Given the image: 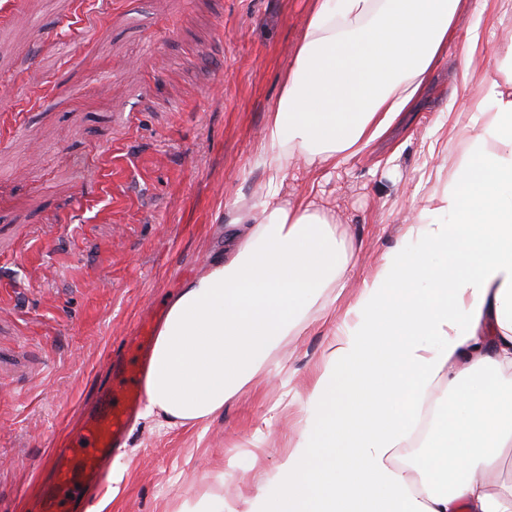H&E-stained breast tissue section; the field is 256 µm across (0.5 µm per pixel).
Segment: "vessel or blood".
Instances as JSON below:
<instances>
[{
  "label": "vessel or blood",
  "instance_id": "vessel-or-blood-1",
  "mask_svg": "<svg viewBox=\"0 0 512 512\" xmlns=\"http://www.w3.org/2000/svg\"><path fill=\"white\" fill-rule=\"evenodd\" d=\"M150 344L151 331L143 329L126 345L132 358L110 363V378L96 411L68 442L52 449L49 485L33 512H89L83 488L104 483L108 475L104 463L122 447L146 399Z\"/></svg>",
  "mask_w": 512,
  "mask_h": 512
}]
</instances>
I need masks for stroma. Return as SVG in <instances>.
<instances>
[{"instance_id":"1","label":"stroma","mask_w":512,"mask_h":512,"mask_svg":"<svg viewBox=\"0 0 512 512\" xmlns=\"http://www.w3.org/2000/svg\"><path fill=\"white\" fill-rule=\"evenodd\" d=\"M307 0H0V512H31L47 436L94 408L107 357L224 252L266 175L257 136L292 61ZM443 62L419 105L337 168L323 201L354 252L327 322L286 340L205 437L137 419L94 512H177L204 493L238 503L271 482L361 281L426 195L449 101L480 98ZM288 375H280L279 365Z\"/></svg>"}]
</instances>
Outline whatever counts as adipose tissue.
Listing matches in <instances>:
<instances>
[{
    "label": "adipose tissue",
    "instance_id": "1",
    "mask_svg": "<svg viewBox=\"0 0 512 512\" xmlns=\"http://www.w3.org/2000/svg\"><path fill=\"white\" fill-rule=\"evenodd\" d=\"M512 0H308L303 31L257 144L266 184L231 221L223 256L169 301L146 379L143 416L196 427L243 394L286 336L342 284L351 256L320 176L382 138L414 107L449 48L462 77L487 57L507 63L464 114V147L395 247L364 279L328 348L306 419L272 483L243 508L209 497L206 512H512V40L491 55L465 15ZM308 173L296 200L289 162ZM445 397L414 469L397 463L435 387ZM341 470L322 485L311 459ZM498 475L489 485L488 475Z\"/></svg>",
    "mask_w": 512,
    "mask_h": 512
}]
</instances>
